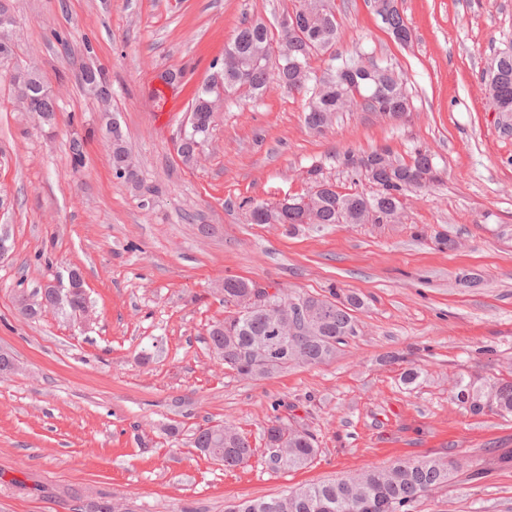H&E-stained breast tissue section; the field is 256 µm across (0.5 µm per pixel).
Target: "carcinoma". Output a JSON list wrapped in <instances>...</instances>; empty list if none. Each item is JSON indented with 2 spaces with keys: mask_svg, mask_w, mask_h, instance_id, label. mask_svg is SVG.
Returning a JSON list of instances; mask_svg holds the SVG:
<instances>
[{
  "mask_svg": "<svg viewBox=\"0 0 512 512\" xmlns=\"http://www.w3.org/2000/svg\"><path fill=\"white\" fill-rule=\"evenodd\" d=\"M384 23L399 42L409 41V27L398 10H392ZM337 39L335 0H297L294 8L282 16L275 35L261 21L241 23L224 48L222 64L216 70L222 91H217L209 78L192 102L193 111L200 113L201 126L191 127L180 139L177 154L182 161H193L214 123L207 104L215 102L221 93L237 91L244 83L255 93L276 86L303 95L304 123L312 130L328 127L336 113L349 111L354 104L367 112H387L393 119L405 116L410 106L407 90L386 67L360 70L349 82L341 80L338 71L347 64L360 63L359 58L348 57L321 77L312 71L311 58L335 47ZM275 47L279 50L278 64L272 69L269 63ZM481 80L496 111L511 118L512 46L495 55ZM341 163L352 171L366 173L375 190L368 195L342 194L320 178L319 168L309 169L308 192L314 200L312 224H389L397 218L407 193L420 191L438 179L431 155L422 150L415 152L408 163L396 159L388 148L360 155L347 151ZM253 288L252 282L242 278L224 279L227 315L208 329L209 349L224 361V368L241 377L269 378L293 365L328 364L358 332L354 311L364 306L361 298L349 295L337 301L320 294H298L296 299H305L321 310V319L303 335L288 339L285 358L273 363L262 350V343L273 330L272 316L255 311L245 318L237 309V297ZM456 392L469 396L470 410L475 413L488 408L501 415L512 414V380H490L479 386L459 380ZM265 436L271 444L284 442V456L270 459L274 469L304 468L319 453L314 436L305 430L279 424L267 428ZM194 446L213 460L221 459L226 468L247 463L255 453L249 439L227 424L198 429ZM457 472L452 458L398 460L388 467L370 468L331 482L305 484L282 497L241 500L227 512H364L360 504L366 501L383 505L375 512H411L414 504L433 489L448 487Z\"/></svg>",
  "mask_w": 512,
  "mask_h": 512,
  "instance_id": "1",
  "label": "carcinoma"
}]
</instances>
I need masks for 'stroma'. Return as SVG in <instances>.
<instances>
[{"mask_svg":"<svg viewBox=\"0 0 512 512\" xmlns=\"http://www.w3.org/2000/svg\"><path fill=\"white\" fill-rule=\"evenodd\" d=\"M13 53L0 57V196L10 251L0 260V512H225L236 499L396 460L463 458L446 490L413 512H512V416L472 413L453 380L512 373V135L481 85L512 44V0H398L401 45L369 0H336V51L366 53L406 84L403 121L354 110L324 134L304 99L281 89L220 104L194 164L177 145L192 96L243 19L277 29L293 0H12ZM39 69L58 96L55 126L15 99L10 74ZM105 68L110 107L76 75ZM178 76L174 84L163 80ZM115 113L136 178H116L100 131ZM84 144L81 168L73 140ZM429 151L439 180L393 224H251L244 203L305 193L319 167L343 193L372 192L347 151ZM445 234L451 247L435 242ZM79 269L92 317L24 319L16 299ZM473 273L477 286L458 285ZM296 293L358 294V333L336 360L245 380L206 344L224 316L225 278ZM422 370L411 385L402 372ZM229 423L256 453L227 469L193 446ZM282 422L320 453L271 469L263 433ZM177 425L170 434L169 425Z\"/></svg>","mask_w":512,"mask_h":512,"instance_id":"35a3bbf8","label":"stroma"}]
</instances>
